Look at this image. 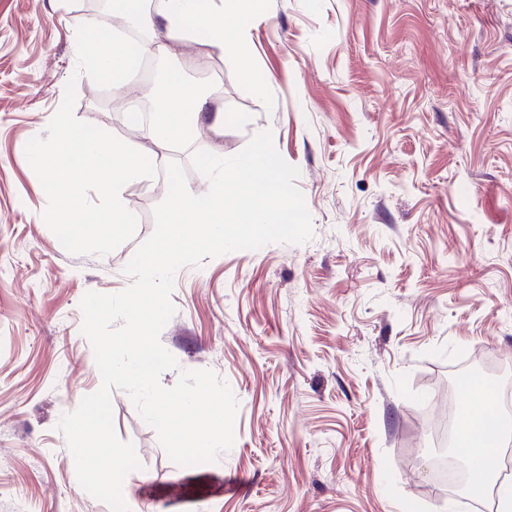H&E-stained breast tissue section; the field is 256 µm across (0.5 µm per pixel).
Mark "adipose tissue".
I'll return each instance as SVG.
<instances>
[{
  "mask_svg": "<svg viewBox=\"0 0 512 512\" xmlns=\"http://www.w3.org/2000/svg\"><path fill=\"white\" fill-rule=\"evenodd\" d=\"M264 0H160L152 13L143 12L142 0H113L112 13L126 21L151 31H164L166 36L180 29L184 20H191L194 29L205 31V43L216 53L230 50L243 54L245 47L238 35L229 33L224 26L225 17L244 19L259 15ZM174 96L164 102V119L142 131L144 138L159 148L169 149L184 138L182 109Z\"/></svg>",
  "mask_w": 512,
  "mask_h": 512,
  "instance_id": "adipose-tissue-1",
  "label": "adipose tissue"
}]
</instances>
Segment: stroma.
<instances>
[{
    "label": "stroma",
    "mask_w": 512,
    "mask_h": 512,
    "mask_svg": "<svg viewBox=\"0 0 512 512\" xmlns=\"http://www.w3.org/2000/svg\"><path fill=\"white\" fill-rule=\"evenodd\" d=\"M81 7L0 0V512H112L79 485L58 422L102 382L80 303L128 286L165 197L126 184L137 230L104 256L68 252L41 217L25 147L67 84L76 118L156 150L118 88L78 73ZM239 28L241 56L192 30L165 43L227 115L220 132L195 123L176 161L201 189L193 151L229 157L271 132L313 236L175 275L160 341L178 366L161 384L209 369L239 401L232 448L198 466L230 486L203 512H498L497 485L472 505L424 469L464 400L441 387L459 351L512 392V0H265ZM111 400L140 463L124 502L150 512L186 469L127 393Z\"/></svg>",
    "instance_id": "stroma-1"
}]
</instances>
